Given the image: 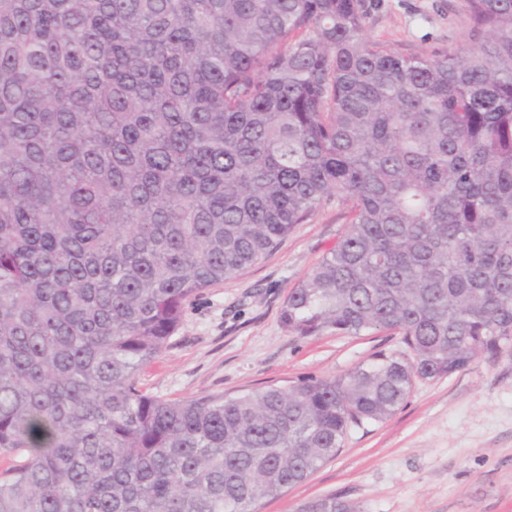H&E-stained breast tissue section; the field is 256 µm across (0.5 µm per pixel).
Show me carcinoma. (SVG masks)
Here are the masks:
<instances>
[{"mask_svg":"<svg viewBox=\"0 0 512 512\" xmlns=\"http://www.w3.org/2000/svg\"><path fill=\"white\" fill-rule=\"evenodd\" d=\"M455 10L468 50L418 56L364 0H0V512H253L415 382L512 349V0ZM333 201L281 322L405 350L138 386L189 299Z\"/></svg>","mask_w":512,"mask_h":512,"instance_id":"obj_1","label":"carcinoma"}]
</instances>
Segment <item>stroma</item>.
Masks as SVG:
<instances>
[{
    "label": "stroma",
    "mask_w": 512,
    "mask_h": 512,
    "mask_svg": "<svg viewBox=\"0 0 512 512\" xmlns=\"http://www.w3.org/2000/svg\"><path fill=\"white\" fill-rule=\"evenodd\" d=\"M370 2L368 36L399 52L467 46L450 0ZM343 231L339 208L323 206L266 258L202 290L170 346L140 371L141 389L172 400L232 396L340 376L376 353L402 350L386 331L303 338L281 322L289 290ZM331 494L358 512H512V350L417 382L392 417L352 427L336 457L255 512H299Z\"/></svg>",
    "instance_id": "obj_1"
}]
</instances>
